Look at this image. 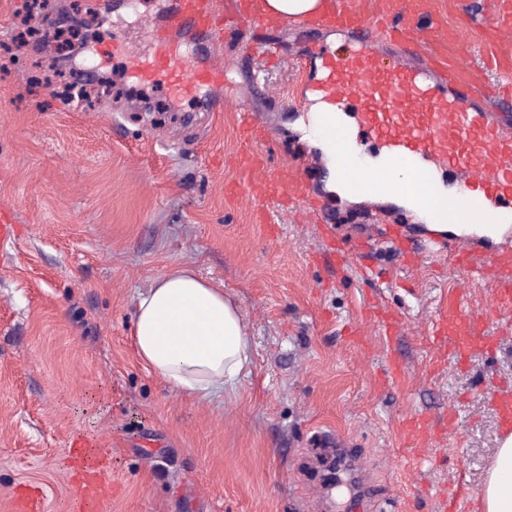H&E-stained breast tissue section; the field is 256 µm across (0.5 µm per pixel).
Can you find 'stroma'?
<instances>
[{
	"instance_id": "stroma-1",
	"label": "stroma",
	"mask_w": 512,
	"mask_h": 512,
	"mask_svg": "<svg viewBox=\"0 0 512 512\" xmlns=\"http://www.w3.org/2000/svg\"><path fill=\"white\" fill-rule=\"evenodd\" d=\"M29 0H0V209L19 235L0 254V512L19 490L42 512H77L69 441L106 449L112 498L105 512H353L357 486L326 475L347 440L383 512H441L450 492L482 512L486 470L502 433L494 407L512 389V328L489 318V351L459 356L431 328L449 304L486 307L488 286L458 290V277L407 265L429 233L391 204L340 202L325 189L319 149L293 123L311 101L302 89L307 47H336L334 33L275 22L215 48L231 81L223 92L258 114L271 137L272 169L301 176L336 228V263L317 224L270 200L263 219L226 193L239 148L235 112L183 102L174 117L108 103L61 106L33 81L45 45L15 42ZM471 21L467 55L480 62L493 17L488 0H458ZM120 13L100 18L65 78L112 73L119 58L95 49ZM280 62L268 64L265 43ZM179 267L235 300L250 339V365L233 385L187 399L138 358L131 328L138 297ZM401 313V335H383L366 308ZM401 369L390 374L391 358ZM429 433L410 441L409 419Z\"/></svg>"
}]
</instances>
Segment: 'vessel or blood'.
I'll return each instance as SVG.
<instances>
[{"label": "vessel or blood", "instance_id": "1", "mask_svg": "<svg viewBox=\"0 0 512 512\" xmlns=\"http://www.w3.org/2000/svg\"><path fill=\"white\" fill-rule=\"evenodd\" d=\"M496 16L487 30L482 63L466 59L463 27L450 23L452 0H326L313 26L347 33L351 46L338 52L312 48L304 63L313 72L306 92L326 106L318 130L336 148L338 173L355 192L376 195L403 189L440 224H485L492 208L512 212V0H490ZM267 19L257 0H172L164 25L152 29L150 51L133 45L125 32L112 33L109 55L122 57L126 76L138 84L164 85L172 101L205 100L220 112L221 98L205 99L224 86L227 73L211 49L228 29L259 28ZM197 38V54L184 53L182 32ZM416 64H408L410 51ZM506 77L492 91L491 74ZM352 114L355 130L341 122ZM240 148L228 182L231 194L247 189L254 209L275 199L314 209L306 188L293 175L270 168L264 127L250 109L239 107ZM384 166L364 162L367 148ZM448 178L459 192L439 186ZM503 246L480 252L452 238L432 240L417 258L431 264L478 273L490 285L488 301L497 316L512 313V232ZM486 313L449 305L434 324L458 348L486 347ZM80 512H103L112 491V471L95 447L73 441Z\"/></svg>", "mask_w": 512, "mask_h": 512}]
</instances>
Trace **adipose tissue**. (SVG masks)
<instances>
[{
	"mask_svg": "<svg viewBox=\"0 0 512 512\" xmlns=\"http://www.w3.org/2000/svg\"><path fill=\"white\" fill-rule=\"evenodd\" d=\"M132 337L139 357L188 399L222 390L249 362L238 305L189 268L139 297ZM481 504L483 512H512V436L488 468Z\"/></svg>",
	"mask_w": 512,
	"mask_h": 512,
	"instance_id": "obj_1",
	"label": "adipose tissue"
}]
</instances>
